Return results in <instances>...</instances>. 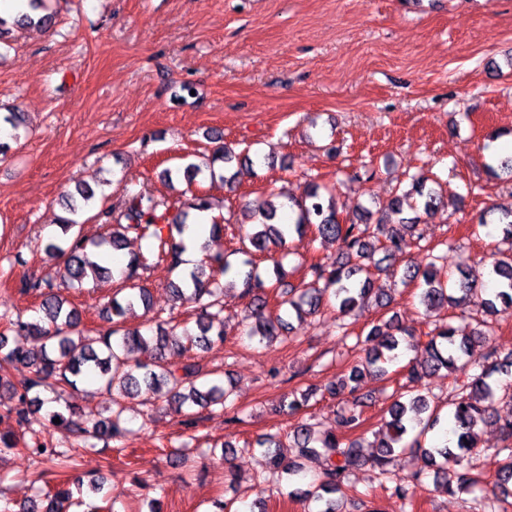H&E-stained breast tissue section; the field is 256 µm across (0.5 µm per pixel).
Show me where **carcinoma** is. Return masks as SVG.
Wrapping results in <instances>:
<instances>
[{
	"mask_svg": "<svg viewBox=\"0 0 512 512\" xmlns=\"http://www.w3.org/2000/svg\"><path fill=\"white\" fill-rule=\"evenodd\" d=\"M249 161L240 156L229 144L214 148L212 156L202 163H190L184 169V179L190 183L204 175L210 181H233L225 175L232 163ZM430 178L422 174L411 176L410 189H397L384 213L377 221L367 208L350 219L338 217L333 189L311 179L298 197L270 191L243 205L246 221L239 224V248L236 252L247 256L242 265L235 266L224 254L208 253L190 272L189 279L179 278L169 283L172 296L179 305H189L195 312L196 331L169 336L162 333L148 336L139 328L121 325V318L136 306L150 310L149 290L137 282L139 271L149 266L150 257L165 262L173 270L179 268L181 244L176 237L187 227L189 213L211 210L207 198L193 194L182 202L176 213L170 207L142 193L128 196L120 212L105 205L90 220L106 228L97 237L83 233L81 220L83 207L76 204L74 194L67 195L66 210L69 216L59 219L64 245L51 243L46 255L53 260L67 256L63 271L55 278H28L21 281L20 290L40 299L42 313L35 321L18 316L9 321L8 331L14 339L0 332V388L9 385V371L18 366L29 369L30 376L21 388L11 386L15 403L6 407L0 420L7 419L32 435L27 449L44 457L61 472L74 468L79 451L94 446L96 440L121 437L124 409L119 398L143 391L153 394L163 385L168 386L171 409L185 417L183 423H195L194 409H207L214 405L233 409V390L221 384L220 377L194 357L189 348H205L228 335L226 324L215 321L216 312L223 310L221 296L224 289L234 288L242 282V297L248 299L245 315V333L259 343L270 344L287 332L294 316L301 319L317 313L325 302L334 301L341 317L362 310L370 302L387 305L383 289L374 287L375 277L388 271L389 265L405 258L411 248L412 238L421 223V215L432 216L443 203V195L428 185ZM290 208L295 213L292 224H282L280 210ZM312 229L325 241L338 246L339 257L331 264L320 261L305 267V274L297 287H284L288 271L284 268L286 255L273 259L275 282L266 281L258 272L250 255L269 254L287 242V235L303 234ZM152 242V256L132 252L126 265L127 271L121 288L111 302L102 309L101 317L110 323L105 330L80 329L81 314L61 294V288H80L83 283L110 269L98 262L103 251H120L129 234ZM383 257L374 259L377 252ZM425 266L405 262L404 282H415L420 289V304L429 314L447 307L458 308L462 315L477 313L478 327L470 336L456 335L449 323L435 327L433 334L412 358L410 377L419 381L430 374L445 369L452 379L454 398L448 404L456 446L444 443L425 447L422 437L433 430L438 417L428 396L413 394L405 400L395 399L388 408L386 430L378 434L377 452L366 456L363 445L346 436L320 435L315 424L308 419L298 421L292 430L293 440L306 455L324 456L323 471L307 489L300 492L308 504L307 512H338L336 494L346 492L349 474L362 465H369L379 474H390L389 466L397 448H412L421 453L425 464L440 478L448 493L453 494L470 487L472 480L460 471L465 457L477 448V434L482 426H493L502 436L505 453L501 460L494 485L509 493L512 486V410L501 414L495 399L496 385L493 377H512V352L500 354L496 348L487 347L483 361L473 360L475 344L487 342L492 331L487 318L512 315V252L492 257L481 272L459 271L455 281L437 278L436 262H449L448 252L429 254ZM280 291L278 313L269 311L268 295ZM410 332L390 318L373 325L364 338L365 356L352 363L348 373L337 382H329L326 391L333 396L348 394L353 397L340 415V426L353 431L362 423V402L354 397L360 379L367 373L383 376L386 365L398 358L399 348H412L406 339ZM36 336L42 340L41 354L26 349L22 339ZM139 351L145 358L129 364L127 354ZM479 367L480 372L468 371ZM466 375L459 380L458 375ZM98 381L101 388L112 395L111 414H90V418L77 422L73 413L54 411L43 422L32 416L31 397L40 389L55 386L63 393L78 389V384ZM309 402V392L291 394L282 400L279 411L298 413ZM60 423H53V419ZM45 430H53L69 439L70 447L59 450L52 443L40 438ZM266 448L272 481L284 479L292 483L304 472V467L285 458L279 451L278 436L268 434L258 441ZM73 506L71 493L63 485L47 491L31 501L26 512H70Z\"/></svg>",
	"mask_w": 512,
	"mask_h": 512,
	"instance_id": "cac0c4a2",
	"label": "carcinoma"
}]
</instances>
